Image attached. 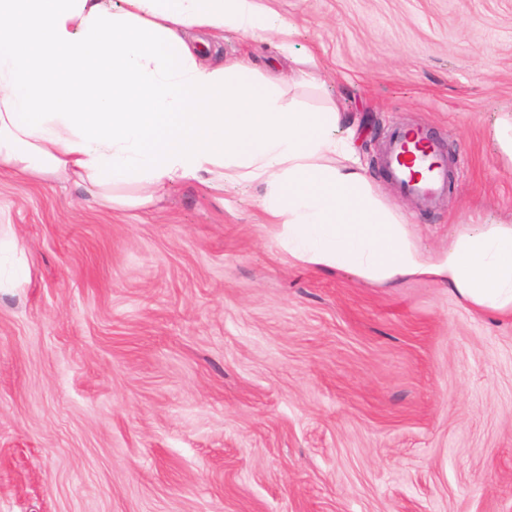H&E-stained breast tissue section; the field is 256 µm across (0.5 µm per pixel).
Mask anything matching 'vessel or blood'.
<instances>
[{"instance_id":"vessel-or-blood-1","label":"vessel or blood","mask_w":512,"mask_h":512,"mask_svg":"<svg viewBox=\"0 0 512 512\" xmlns=\"http://www.w3.org/2000/svg\"><path fill=\"white\" fill-rule=\"evenodd\" d=\"M384 158L393 184L417 205L431 206L448 183V160L421 128L396 130L384 146Z\"/></svg>"}]
</instances>
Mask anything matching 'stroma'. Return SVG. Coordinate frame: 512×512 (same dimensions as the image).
I'll return each instance as SVG.
<instances>
[{"label":"stroma","instance_id":"stroma-1","mask_svg":"<svg viewBox=\"0 0 512 512\" xmlns=\"http://www.w3.org/2000/svg\"><path fill=\"white\" fill-rule=\"evenodd\" d=\"M290 54L224 35L314 83L356 159L426 249L512 224V0H259ZM418 126L458 164L430 209L381 151ZM263 190L181 182L111 211L0 172L27 280L0 288V512H512V319L423 280L369 284L288 258ZM500 153L512 164V117L510 122L498 121L492 129Z\"/></svg>","mask_w":512,"mask_h":512}]
</instances>
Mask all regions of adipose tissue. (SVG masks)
I'll list each match as a JSON object with an SVG mask.
<instances>
[{"mask_svg":"<svg viewBox=\"0 0 512 512\" xmlns=\"http://www.w3.org/2000/svg\"><path fill=\"white\" fill-rule=\"evenodd\" d=\"M294 29L257 0H0V170L110 210L219 173L257 184L278 245L371 284L425 279L470 310L512 316V224H463L426 251L357 169L335 106L284 105L282 80L205 64L212 38Z\"/></svg>","mask_w":512,"mask_h":512,"instance_id":"1","label":"adipose tissue"}]
</instances>
